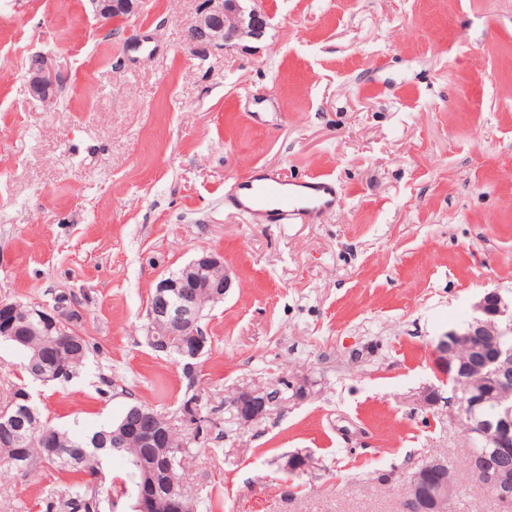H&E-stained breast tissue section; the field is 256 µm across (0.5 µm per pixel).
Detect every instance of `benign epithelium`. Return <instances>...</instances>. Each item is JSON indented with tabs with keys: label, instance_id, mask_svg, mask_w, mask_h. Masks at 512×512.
<instances>
[{
	"label": "benign epithelium",
	"instance_id": "7a95c632",
	"mask_svg": "<svg viewBox=\"0 0 512 512\" xmlns=\"http://www.w3.org/2000/svg\"><path fill=\"white\" fill-rule=\"evenodd\" d=\"M96 15L103 20H120L140 12L144 0H91ZM258 0H203L195 24L187 34L189 47H216L227 49L247 39L262 38L268 26V17L257 6ZM30 93L46 102L55 99L60 86V73L53 60L37 56L29 72ZM224 268L221 256L204 252L184 269V276H169L161 279L148 299V315L156 325L168 328L169 335L186 333L196 335L192 326L202 313L197 292H187L185 288L211 289V297H221L219 290L229 287V272L224 279H213L212 272ZM0 309L7 312L12 320L0 327V334L14 335V325L20 320L24 323H37L43 328L55 329L65 326L73 328L82 321L78 305L70 300L54 298L49 304L0 303ZM469 336H491L492 347L484 355L485 367L489 368V377L496 388L512 386V373L490 366L503 359H512V296H504L498 291L484 294L473 305V316L459 331L452 330L440 340L438 352L448 367V381L452 383V396L446 398L449 414L462 424H467V432L476 435L483 443L498 448H512V398H493L488 394L464 389V397H459V382L470 365L462 362L456 347ZM275 398L264 389L243 390L232 397V405L237 408V419L241 424H250L268 414ZM491 410L494 420L479 426L470 425L475 417ZM475 472L486 483L495 487L500 504H512V477L506 474L507 459H502L491 471L485 462H473ZM448 472V462L443 457H434L425 462L423 468L413 473L408 480L412 487L406 502L407 512H421L422 502L429 500L430 512H448L451 491L444 479L436 481L428 493H423L425 478L437 473Z\"/></svg>",
	"mask_w": 512,
	"mask_h": 512
}]
</instances>
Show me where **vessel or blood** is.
Segmentation results:
<instances>
[{
	"label": "vessel or blood",
	"mask_w": 512,
	"mask_h": 512,
	"mask_svg": "<svg viewBox=\"0 0 512 512\" xmlns=\"http://www.w3.org/2000/svg\"><path fill=\"white\" fill-rule=\"evenodd\" d=\"M224 196L237 210L267 224H314L341 202L330 175L286 180L264 165L227 183Z\"/></svg>",
	"instance_id": "1"
}]
</instances>
